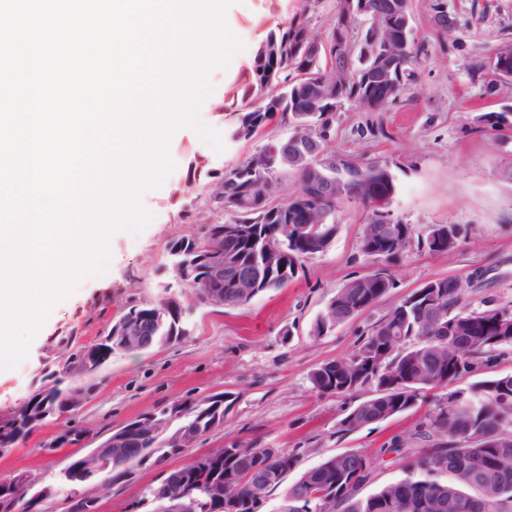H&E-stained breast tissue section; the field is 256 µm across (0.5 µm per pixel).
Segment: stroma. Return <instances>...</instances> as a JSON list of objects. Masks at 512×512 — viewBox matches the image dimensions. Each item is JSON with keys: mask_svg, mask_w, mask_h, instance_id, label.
I'll return each mask as SVG.
<instances>
[{"mask_svg": "<svg viewBox=\"0 0 512 512\" xmlns=\"http://www.w3.org/2000/svg\"><path fill=\"white\" fill-rule=\"evenodd\" d=\"M296 5V0H234L226 22L244 49L227 68L212 73L215 92H222L250 49L265 37V29L252 25V18L265 11L271 22L279 23ZM447 5L457 22L452 37L460 50L442 52L427 21V0H413L415 36L430 47L428 56L413 64V80L401 101L385 112L345 106L333 118L328 136L337 153L389 161L399 183L392 203L395 215L423 234L433 224L460 225L459 244L447 252H409L396 269L395 288L375 306L326 335H314L315 321L336 290L370 266L357 248L364 212L347 203L337 214L339 226L330 248L307 260L285 288L261 293L234 309L198 304L190 288L166 268L170 241L197 230L184 218L192 198L177 194L176 188L194 157L205 156L222 171L255 152L258 143L229 141L219 154L193 129L178 130L170 142L174 171L141 200L152 222L137 234L115 233L106 272L80 280L68 297L55 303L26 359L0 370V413L16 407L40 386L47 369L55 368L62 354L55 336L73 331L87 343L106 335L130 301L175 295L185 312L188 336L145 352L113 353L74 419L87 435L84 444L47 451L58 434L57 424L47 423L0 455V475L24 472L44 485L73 457L144 412L224 392L229 407L223 424L187 453L169 458L168 466L254 438L264 448L303 449L304 469L358 449L376 458V485L401 478L398 457L387 446L392 438L413 432L423 411L340 435L337 422L360 397L318 395L310 375L323 363L349 357L390 307L432 279L460 280L468 300L512 301V140L493 142L477 121L486 112L512 113V84L487 97L469 72L472 55L487 53L503 35H512V0H447ZM159 474V469L147 468L126 483L103 487L94 482L85 490L99 496L100 512H135L143 491Z\"/></svg>", "mask_w": 512, "mask_h": 512, "instance_id": "1", "label": "stroma"}]
</instances>
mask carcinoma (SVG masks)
<instances>
[{
	"mask_svg": "<svg viewBox=\"0 0 512 512\" xmlns=\"http://www.w3.org/2000/svg\"><path fill=\"white\" fill-rule=\"evenodd\" d=\"M394 0H364L360 13L346 16L341 0H333L324 33L316 34L312 13L317 0H304L301 7L285 22L268 27L264 41L275 43L280 53L261 57L252 49L246 65L224 85L215 98L213 109L229 113L226 133L230 140H252L264 135L276 118L288 125L291 134H302L300 145L283 137L267 138L255 153L236 167L222 173L206 169L202 159L191 163L184 191L202 201L203 208L229 223L254 225V238L241 240L224 235V225L205 224L195 235L170 242L171 261L205 252L206 246H219L224 256L245 265L254 262L265 245L283 249L284 268L270 272L261 266L253 271L262 274L259 292L277 290L294 280L304 261L321 250H308L287 232V225L298 223V217L310 215L317 221L336 223V214L345 203H356L366 211L363 227L381 218L366 197V187L375 185L380 193L392 196L398 191L397 177L391 164L377 158L350 156L340 169H328L319 158L336 154L327 138L331 117L325 116L331 104L309 108L312 85L324 79L337 85L335 104L348 103L371 112L384 111L400 102L406 83L399 80L397 59L412 62L427 54L426 45L412 37L413 6H408V20L394 19L403 29L406 41L393 45V54L382 59L375 52L383 33L376 17L389 12ZM352 39L351 57L334 60L336 36ZM472 80L484 94L493 96L500 84L490 81L476 67H470ZM370 73L386 75L397 81L395 92L387 98L376 96L365 83ZM478 121L497 141L509 138L502 125L504 112H486ZM290 158L298 151L306 153L301 165L292 162L273 168L268 163L271 148ZM234 268L224 265V307L236 308L248 303L232 288ZM209 265L203 261L191 264L182 277L192 288L199 304H206ZM438 285L437 317L454 329L447 335L433 326L420 323L418 302L402 300L390 308L357 350L341 360L343 368L332 375L317 368L310 375L313 389L336 398L353 395L364 388L379 390L382 416L395 415L427 406L424 418L406 438L391 442L385 452H395L403 461L404 476L381 486L370 495L363 490L375 481L376 461L364 452L349 451L323 459L301 471L292 483L287 479L264 488L270 497L283 490V498L291 500L300 493L317 494L332 486L345 490L336 500V512H375L376 505L386 501L388 493L399 487L406 496L403 512H512V405L504 397L512 394V375L494 376L474 382L467 394L457 392L437 397L435 391L448 387L457 379L492 364L505 350L512 348V302L498 304L482 300L479 305L466 304L448 278L433 280ZM386 295V290L364 288L357 279L344 283L317 319L314 332L324 335L325 322L343 324L361 314ZM59 344L68 348L67 355L57 359L58 369L45 378L49 391V408L29 417L23 413L7 414L0 420V448H12L66 411L68 386L80 382L86 392L93 385L85 383L93 372L79 365L84 360V345L73 335ZM172 421L173 430L184 429L200 440L223 423L224 401L218 400L209 410L195 406L192 398L180 400L175 408L166 405L154 412ZM150 411L142 414L146 418ZM133 450L121 467L105 468L84 480H102L116 485L128 480L138 470L160 466L169 458L185 452L170 443L169 436L149 429L132 433ZM243 453L224 454L216 469L248 471L255 467L280 468L289 474L299 468L298 457L283 451L273 459L258 446L257 440L240 442ZM190 472L187 492L198 502L199 512H232L208 505L205 495L212 472L191 460L183 465Z\"/></svg>",
	"mask_w": 512,
	"mask_h": 512,
	"instance_id": "carcinoma-1",
	"label": "carcinoma"
}]
</instances>
